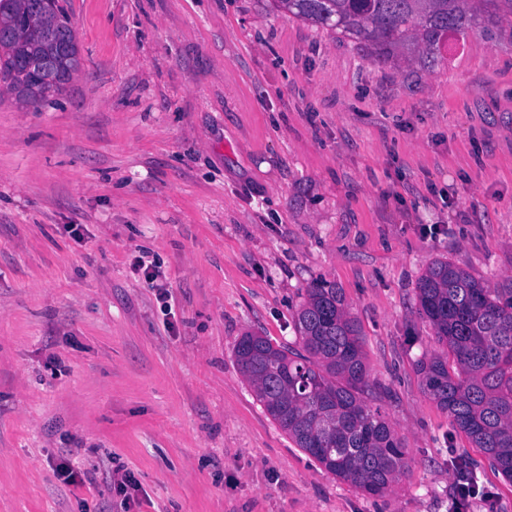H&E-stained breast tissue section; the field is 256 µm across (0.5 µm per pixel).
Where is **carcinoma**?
Wrapping results in <instances>:
<instances>
[{
	"label": "carcinoma",
	"instance_id": "obj_1",
	"mask_svg": "<svg viewBox=\"0 0 512 512\" xmlns=\"http://www.w3.org/2000/svg\"><path fill=\"white\" fill-rule=\"evenodd\" d=\"M278 11L353 42L378 62L431 67L444 44L480 28L512 45V0H273ZM76 31L60 0H0V80L27 106L63 93L80 69ZM419 314L439 353L419 361L425 390L452 426L512 481V279L493 287L447 260L417 283ZM305 353L247 333L235 345L243 377L288 437L368 494L409 469L407 448L368 401L369 371L342 289L324 279L293 315Z\"/></svg>",
	"mask_w": 512,
	"mask_h": 512
}]
</instances>
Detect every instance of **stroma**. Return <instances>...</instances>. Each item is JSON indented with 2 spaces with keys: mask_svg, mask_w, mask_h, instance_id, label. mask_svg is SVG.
I'll list each match as a JSON object with an SVG mask.
<instances>
[{
  "mask_svg": "<svg viewBox=\"0 0 512 512\" xmlns=\"http://www.w3.org/2000/svg\"><path fill=\"white\" fill-rule=\"evenodd\" d=\"M81 68L32 108L0 86V512H512V483L425 392L435 259L512 278V47L366 58L272 0H62ZM156 281H149L147 272ZM342 288L408 451L371 495L257 401L241 336L299 348ZM108 460L113 481L66 485Z\"/></svg>",
  "mask_w": 512,
  "mask_h": 512,
  "instance_id": "obj_1",
  "label": "stroma"
}]
</instances>
